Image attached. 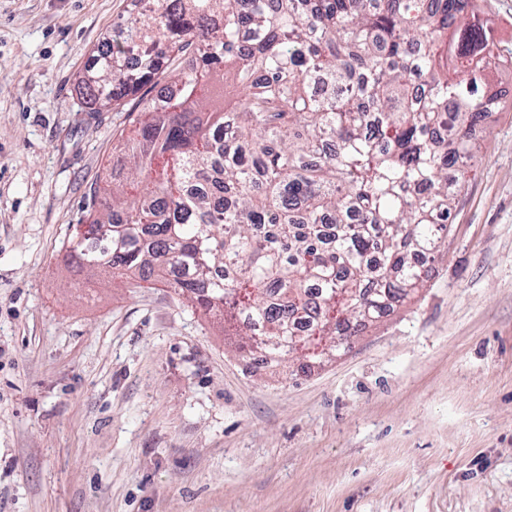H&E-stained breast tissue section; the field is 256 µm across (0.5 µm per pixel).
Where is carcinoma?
I'll list each match as a JSON object with an SVG mask.
<instances>
[{
    "label": "carcinoma",
    "mask_w": 512,
    "mask_h": 512,
    "mask_svg": "<svg viewBox=\"0 0 512 512\" xmlns=\"http://www.w3.org/2000/svg\"><path fill=\"white\" fill-rule=\"evenodd\" d=\"M142 2L82 80L135 137L71 260L221 313L256 365L321 356L415 294L492 122L477 74L503 62L474 0Z\"/></svg>",
    "instance_id": "carcinoma-1"
}]
</instances>
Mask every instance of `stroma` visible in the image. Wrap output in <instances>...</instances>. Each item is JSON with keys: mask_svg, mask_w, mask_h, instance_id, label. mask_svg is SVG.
I'll list each match as a JSON object with an SVG mask.
<instances>
[{"mask_svg": "<svg viewBox=\"0 0 512 512\" xmlns=\"http://www.w3.org/2000/svg\"><path fill=\"white\" fill-rule=\"evenodd\" d=\"M512 60V0H478ZM132 0H0V512H512V94L411 299L250 371L67 240L129 129L78 85Z\"/></svg>", "mask_w": 512, "mask_h": 512, "instance_id": "obj_1", "label": "stroma"}]
</instances>
